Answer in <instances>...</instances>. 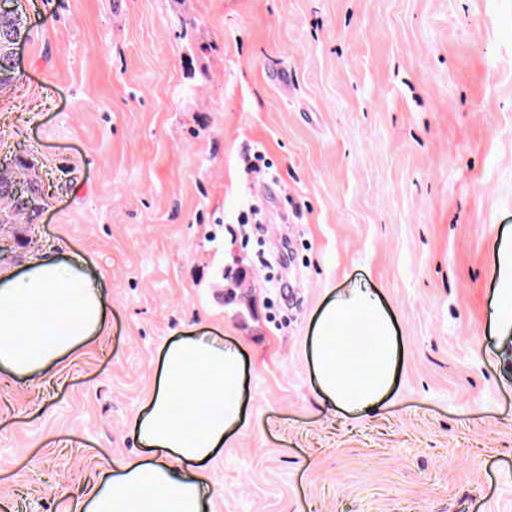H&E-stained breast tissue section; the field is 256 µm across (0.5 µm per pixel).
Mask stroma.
Masks as SVG:
<instances>
[{"instance_id":"stroma-1","label":"stroma","mask_w":512,"mask_h":512,"mask_svg":"<svg viewBox=\"0 0 512 512\" xmlns=\"http://www.w3.org/2000/svg\"><path fill=\"white\" fill-rule=\"evenodd\" d=\"M0 158L45 189L0 224V272L80 256L107 332L41 382L0 374V512H73L144 455L162 348L210 336L246 365L247 422L207 464L206 512H512V336L492 337L512 236V0H24ZM261 144L273 177L243 181ZM262 241L234 224L243 191ZM256 318L224 303V267ZM278 288L268 289L264 276ZM372 289L400 366L380 413L319 401L309 342ZM250 275V269L243 266L242 260H235L234 266L224 270V303L229 305L238 302L248 311L252 309L253 301L248 292L243 291L242 286ZM239 290V292H238Z\"/></svg>"}]
</instances>
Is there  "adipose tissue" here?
Listing matches in <instances>:
<instances>
[{
	"instance_id": "1",
	"label": "adipose tissue",
	"mask_w": 512,
	"mask_h": 512,
	"mask_svg": "<svg viewBox=\"0 0 512 512\" xmlns=\"http://www.w3.org/2000/svg\"><path fill=\"white\" fill-rule=\"evenodd\" d=\"M498 282L492 328L512 334V239L493 244ZM107 294L79 264L33 259L19 274L0 275V372L42 380L106 325ZM310 359L325 406L353 416L384 407L399 368L393 320L371 289L340 292L321 310L310 339ZM246 369L238 350L213 338L186 337L161 359L148 412L135 433L151 448L145 459L117 465L93 484L83 512H204L202 472L225 439L244 423Z\"/></svg>"
}]
</instances>
